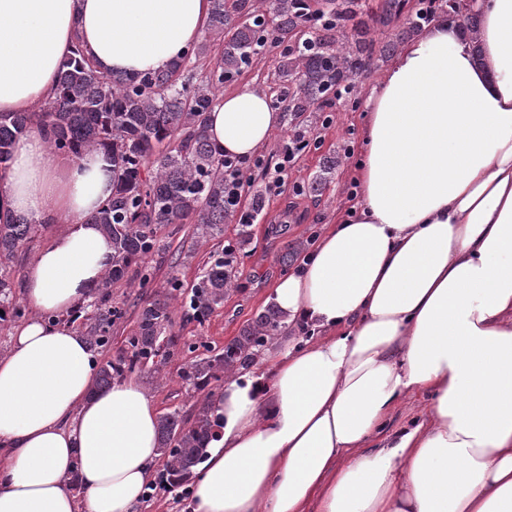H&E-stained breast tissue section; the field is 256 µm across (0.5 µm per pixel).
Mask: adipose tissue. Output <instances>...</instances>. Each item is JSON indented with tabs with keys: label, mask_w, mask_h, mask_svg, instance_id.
Segmentation results:
<instances>
[{
	"label": "adipose tissue",
	"mask_w": 512,
	"mask_h": 512,
	"mask_svg": "<svg viewBox=\"0 0 512 512\" xmlns=\"http://www.w3.org/2000/svg\"><path fill=\"white\" fill-rule=\"evenodd\" d=\"M477 41L442 20L370 87L359 196L272 301L289 333L210 399L217 418L193 512H512V0H474ZM210 0H0V112H27L81 47L100 70L167 68ZM286 123L263 92L219 98L207 131L250 157ZM112 196L102 151L67 162L32 128L0 217L62 225L38 253L31 310L0 356V512H134L161 459L160 412L133 379L96 390L63 318L112 265L88 218ZM424 421L371 445L394 407Z\"/></svg>",
	"instance_id": "ef3b65f1"
}]
</instances>
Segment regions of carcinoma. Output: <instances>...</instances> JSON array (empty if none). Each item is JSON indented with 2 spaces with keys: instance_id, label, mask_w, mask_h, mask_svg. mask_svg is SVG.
<instances>
[{
  "instance_id": "carcinoma-1",
  "label": "carcinoma",
  "mask_w": 512,
  "mask_h": 512,
  "mask_svg": "<svg viewBox=\"0 0 512 512\" xmlns=\"http://www.w3.org/2000/svg\"><path fill=\"white\" fill-rule=\"evenodd\" d=\"M255 2L211 0L209 41L154 73H105L78 48L60 65L57 89L39 110L0 113V181L16 144L33 127L45 130L49 147L73 161L101 150L112 163V198L89 217L112 244V267L103 278L98 314L89 329L97 347L109 342L112 324L123 316L110 304L112 284L132 267L141 286L151 281L146 259L157 249L158 230L168 228L175 235L181 225L192 224L207 239L224 234V224L232 220L224 206V155L211 146L206 114L224 83L249 66L268 41L284 46L277 77L288 111L306 113L315 122V105L326 101L333 89L350 84L356 72L388 58L399 41L419 32L431 18L445 16L460 23L473 40L480 26L475 13L462 12L460 0H428L418 4L419 14L407 28L375 39L377 26L388 27L399 16L401 0H384L378 14L364 0H321L316 19L302 9L303 0H272L268 12ZM42 228L25 218L0 221L1 326L22 316L12 294L14 260ZM251 235V225H238L236 240L210 258L191 293L181 300L185 313L201 322L224 303L227 290L242 276ZM173 314L165 302L146 303L129 339L130 354L102 366L96 388L111 386L127 370L156 364L160 338ZM286 329L288 324L270 305L223 352L194 361L183 377L204 389L235 368L247 369ZM215 426L206 407L188 426L176 411L160 418L159 448L167 458L163 484L178 485L194 473Z\"/></svg>"
}]
</instances>
